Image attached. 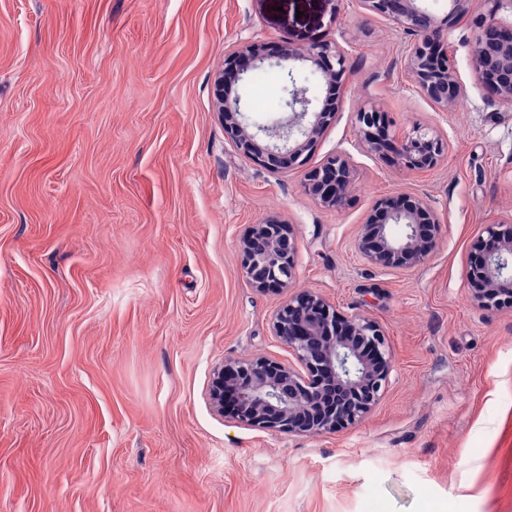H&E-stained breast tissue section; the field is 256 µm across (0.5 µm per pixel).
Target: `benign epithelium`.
<instances>
[{"label":"benign epithelium","mask_w":512,"mask_h":512,"mask_svg":"<svg viewBox=\"0 0 512 512\" xmlns=\"http://www.w3.org/2000/svg\"><path fill=\"white\" fill-rule=\"evenodd\" d=\"M368 12L416 33L406 56L412 84L437 107L448 110L465 93L446 45L442 25L473 14V0H448L444 24L419 5L420 0H358ZM512 12V0H483L474 14L473 68L492 101L512 107V22L499 13ZM316 66L328 89L338 91L349 73L342 50L331 42L307 48L282 45L261 51L244 44L229 55L225 69L235 82L251 70L275 66L291 81L286 111L290 115L271 125H252L243 117L242 97L224 92V74L216 78V106L224 116V130L248 158L280 168L310 150L332 121L335 108L315 104L308 89L294 77L296 64ZM367 152L387 151L411 171L424 172L447 157V142L430 128L417 127L404 135L389 133L390 124L377 107L356 115ZM347 159L334 156L309 173L306 186L327 208H338L352 188ZM402 227L395 235L392 228ZM440 225L434 211L419 199L385 196L374 203L357 250L364 261L382 269H404L422 263L436 245ZM240 246L242 267L250 283L264 290L285 287L295 271L289 228L277 221L251 224ZM467 284L471 298L482 308H512V224H486L472 242ZM272 332L288 347L293 361L270 358L226 360L213 371L208 402L224 415V374L235 370L236 417L248 426L269 431L334 433L362 421L380 399L392 369V353L381 325L361 315L344 314L321 296L299 292L275 312Z\"/></svg>","instance_id":"obj_1"}]
</instances>
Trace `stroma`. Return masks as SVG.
<instances>
[{
    "mask_svg": "<svg viewBox=\"0 0 512 512\" xmlns=\"http://www.w3.org/2000/svg\"><path fill=\"white\" fill-rule=\"evenodd\" d=\"M463 17L466 87L444 111L411 85L410 35L358 0H0V512H512V309L471 300L483 225L512 217V109L489 101ZM331 41L350 68L311 151L274 170L224 131L214 82L240 45ZM282 81L236 85L248 122L284 117ZM377 104L448 156L409 171L360 144ZM344 156L328 209L305 187ZM440 220L417 266L357 241L383 196ZM290 225L296 274L253 288L248 225ZM309 291L379 322L393 368L358 424L271 432L207 401L224 359L285 361L271 320ZM307 177L308 190L327 208H339L353 184L349 162L341 156L332 157Z\"/></svg>",
    "mask_w": 512,
    "mask_h": 512,
    "instance_id": "stroma-1",
    "label": "stroma"
}]
</instances>
